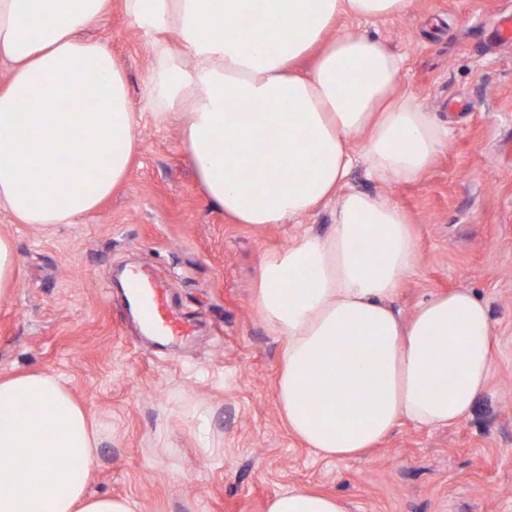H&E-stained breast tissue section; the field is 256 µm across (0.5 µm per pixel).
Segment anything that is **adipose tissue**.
<instances>
[{
    "label": "adipose tissue",
    "instance_id": "ef3b65f1",
    "mask_svg": "<svg viewBox=\"0 0 512 512\" xmlns=\"http://www.w3.org/2000/svg\"><path fill=\"white\" fill-rule=\"evenodd\" d=\"M110 0H0V210L73 224L126 178L137 115L115 54L77 39ZM412 0H123L153 36L149 117L179 122L205 197L239 224H281L330 206L334 222L264 257L253 305L283 337L276 384L289 431L345 461L403 422L468 419L493 372L494 324L471 291L433 294L410 317L396 298L416 263L410 220L389 195L348 187L356 157L374 181L413 183L448 131L396 93L401 56L341 19L376 23ZM179 36L178 47L158 40ZM312 57L310 71L297 62ZM71 108L53 109L57 99ZM71 185L59 195V181ZM100 436L63 378L0 376V512H138L91 497ZM267 512H348L289 487Z\"/></svg>",
    "mask_w": 512,
    "mask_h": 512
}]
</instances>
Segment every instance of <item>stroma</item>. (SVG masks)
<instances>
[{
    "label": "stroma",
    "mask_w": 512,
    "mask_h": 512,
    "mask_svg": "<svg viewBox=\"0 0 512 512\" xmlns=\"http://www.w3.org/2000/svg\"><path fill=\"white\" fill-rule=\"evenodd\" d=\"M508 13L512 0H412L371 27L405 57L399 91L447 125L448 142L417 182H374L361 163L349 177L412 222L402 315L458 288L491 309L495 372L460 424L405 423L349 461L317 457L289 433L275 395L283 340L253 294L264 255L326 232L333 213L233 223L200 192L177 125L140 122L126 180L78 223L18 224L0 211V234L17 248L13 289L0 297V374L66 380L101 432L89 494L132 497L140 512H266L276 493L304 486L350 512H512V42L496 27ZM87 35L117 56L134 110L146 111L152 40L122 0ZM121 266L163 281L195 335L144 336L112 284Z\"/></svg>",
    "instance_id": "1"
}]
</instances>
